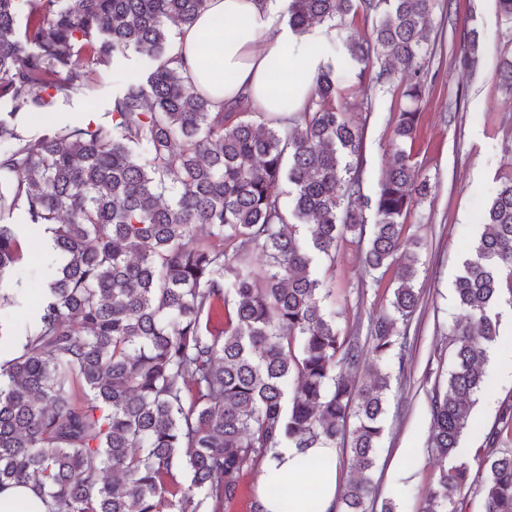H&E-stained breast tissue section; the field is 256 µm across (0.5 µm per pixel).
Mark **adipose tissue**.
Returning <instances> with one entry per match:
<instances>
[{"label": "adipose tissue", "instance_id": "obj_1", "mask_svg": "<svg viewBox=\"0 0 512 512\" xmlns=\"http://www.w3.org/2000/svg\"><path fill=\"white\" fill-rule=\"evenodd\" d=\"M288 0H208L195 24L179 35L174 50L182 54L197 84L214 104L248 95L270 116L301 111L309 76L328 59L278 19ZM333 448L290 449L266 460L259 487L265 512H334L340 474ZM310 484L311 494L282 499L275 485Z\"/></svg>", "mask_w": 512, "mask_h": 512}]
</instances>
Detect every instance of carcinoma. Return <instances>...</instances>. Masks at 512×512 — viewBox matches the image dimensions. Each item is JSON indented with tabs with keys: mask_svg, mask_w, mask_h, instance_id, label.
<instances>
[{
	"mask_svg": "<svg viewBox=\"0 0 512 512\" xmlns=\"http://www.w3.org/2000/svg\"><path fill=\"white\" fill-rule=\"evenodd\" d=\"M439 0H288V27L343 29L361 10L362 40L337 33L346 55L313 78L305 109L266 118L247 97L220 109L173 53L176 32L207 0H0V308L4 283L29 250L24 227L49 235L55 260L32 325L0 361V491L26 484L47 512H224L242 477L278 448H343L357 477L340 512H369L391 375L361 386L371 354L405 362L418 242L403 217L430 192L407 151L426 89L431 18ZM512 38V0H496ZM135 51L151 61L112 101L109 122L23 120L77 91ZM458 62L479 59L478 36ZM401 65L409 100L374 196V221L353 158L363 126L338 102L348 69ZM512 95V58L497 69ZM262 119L256 123L254 118ZM15 213L24 224L4 222ZM455 281L462 311L445 389L430 397L429 447L457 454L496 340L501 275L512 277V164ZM306 233H299V226ZM206 226L208 236L196 229ZM351 235L363 263L392 271L391 309L369 343L326 310L317 266ZM265 257L256 268L255 255ZM487 436L485 512H512V453ZM467 462L439 471L420 512H462Z\"/></svg>",
	"mask_w": 512,
	"mask_h": 512,
	"instance_id": "obj_1",
	"label": "carcinoma"
}]
</instances>
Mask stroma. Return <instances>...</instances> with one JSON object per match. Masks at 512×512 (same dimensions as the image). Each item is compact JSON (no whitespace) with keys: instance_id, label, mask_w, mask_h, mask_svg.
<instances>
[{"instance_id":"1","label":"stroma","mask_w":512,"mask_h":512,"mask_svg":"<svg viewBox=\"0 0 512 512\" xmlns=\"http://www.w3.org/2000/svg\"><path fill=\"white\" fill-rule=\"evenodd\" d=\"M433 27L427 58L430 81L413 146V161L433 190L405 217L407 235L421 243L416 280L420 301L409 322L412 360L404 374L392 377L374 471L378 499H391L396 512H418L443 464L428 446L430 386L423 375L429 371L436 380L447 379L453 355L448 330L459 316L454 283L482 230L480 216L497 187L496 176L505 163L512 162V95L502 91L495 78L500 60L512 57V42L502 32L495 0H451L450 10L435 11ZM469 32L476 33L484 47L480 64L472 72L462 69L452 56L453 44ZM145 71L144 58L130 53L98 73L94 95L75 93L47 111L29 115L28 124L39 129L86 115L106 119L115 93L128 78ZM406 79L398 69L389 84L352 78L341 86L342 99L355 105L365 125L359 159L365 195L376 192L392 146V131L405 104L400 90ZM47 267L39 255L18 271V305L0 309V323L8 325L13 335H24ZM330 274L340 326L356 327L360 336H367L371 316L389 309L391 290L374 288L375 272L364 268L355 244L347 238L338 242ZM507 404L512 405V361L505 359L499 369L487 370L485 387L473 409V424L460 440L470 469L465 512L485 509L479 486L486 476V433L499 431L498 451L512 452V430L502 429L499 419Z\"/></svg>"}]
</instances>
